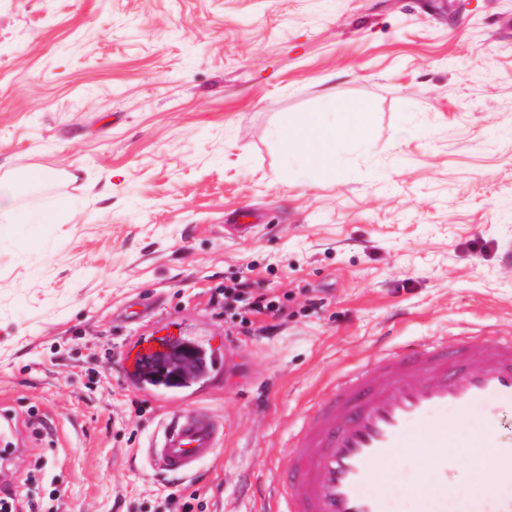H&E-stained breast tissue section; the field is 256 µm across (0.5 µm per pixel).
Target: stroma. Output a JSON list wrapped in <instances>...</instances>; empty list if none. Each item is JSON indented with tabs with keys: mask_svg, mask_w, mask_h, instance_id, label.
<instances>
[{
	"mask_svg": "<svg viewBox=\"0 0 512 512\" xmlns=\"http://www.w3.org/2000/svg\"><path fill=\"white\" fill-rule=\"evenodd\" d=\"M287 117L335 129L330 165L284 158ZM0 184V406L52 427L0 481L58 512H262L350 370L512 335V0H0ZM242 209L257 232L225 236ZM242 278L281 327L214 305ZM177 322L232 346L201 400L224 440L183 480L118 368ZM382 468L410 512L427 462ZM253 299V302H248V307L245 310V314H250L255 317V320H251L244 315H241L239 326L246 332L251 331H260L267 332L277 326V324H263L259 326L256 325L257 316H265L270 317L273 320L288 318V314L281 308V306H277L274 300H268L264 296H260L258 298L249 297L248 300Z\"/></svg>",
	"mask_w": 512,
	"mask_h": 512,
	"instance_id": "obj_1",
	"label": "stroma"
}]
</instances>
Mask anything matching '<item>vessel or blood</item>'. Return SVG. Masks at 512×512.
I'll return each instance as SVG.
<instances>
[{
    "instance_id": "b4317fda",
    "label": "vessel or blood",
    "mask_w": 512,
    "mask_h": 512,
    "mask_svg": "<svg viewBox=\"0 0 512 512\" xmlns=\"http://www.w3.org/2000/svg\"><path fill=\"white\" fill-rule=\"evenodd\" d=\"M224 369V354L192 334L137 337L120 362L125 383L148 393L151 385L174 389L180 403L146 450L152 464L190 476L209 461L224 437V423L202 408L197 394ZM489 412L512 404V337L476 344L435 342L393 351L359 368L314 404L289 448V465L268 494L274 512H385L379 465L413 451L431 461V483L413 494L433 512H448L449 481H474L477 466L462 467L448 443L487 449L503 477L512 478V441L495 426L462 435L473 407ZM13 415L0 413V446L21 447Z\"/></svg>"
}]
</instances>
